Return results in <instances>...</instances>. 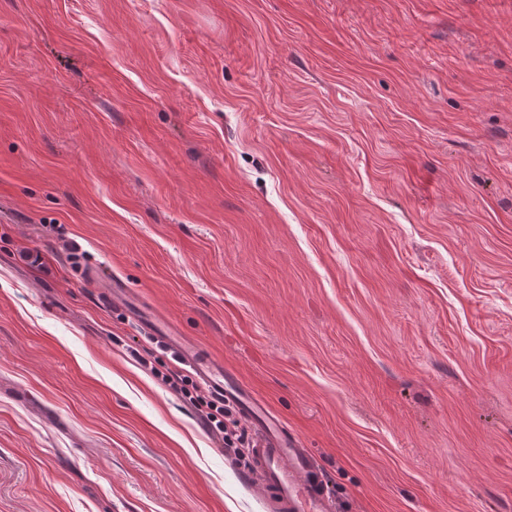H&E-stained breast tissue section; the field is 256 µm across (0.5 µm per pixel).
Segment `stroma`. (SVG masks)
Listing matches in <instances>:
<instances>
[{
  "instance_id": "stroma-1",
  "label": "stroma",
  "mask_w": 512,
  "mask_h": 512,
  "mask_svg": "<svg viewBox=\"0 0 512 512\" xmlns=\"http://www.w3.org/2000/svg\"><path fill=\"white\" fill-rule=\"evenodd\" d=\"M99 274L329 512H512V0H0V512H264ZM99 286L105 289L103 294L112 302L113 308L120 309L149 335L160 338L212 393L224 399L199 394L197 385L188 375L173 373L165 379L175 393L194 403L213 431L222 435L227 453L239 458L241 448H250L247 477L255 481L266 510L327 511L320 485H300L303 476L307 480L317 469L313 457L302 448L299 438L288 431L282 419L248 390L236 370L221 359L205 354L193 339L181 336L169 323L149 316L142 305L133 300L122 279H100ZM224 401L233 404L249 422L254 433L252 448L247 429L234 409Z\"/></svg>"
}]
</instances>
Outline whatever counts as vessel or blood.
I'll list each match as a JSON object with an SVG mask.
<instances>
[{"instance_id":"vessel-or-blood-1","label":"vessel or blood","mask_w":512,"mask_h":512,"mask_svg":"<svg viewBox=\"0 0 512 512\" xmlns=\"http://www.w3.org/2000/svg\"><path fill=\"white\" fill-rule=\"evenodd\" d=\"M99 285L113 307L166 343L212 393L233 404L249 422L254 439L247 477L255 481L266 512H325L321 486L308 481L316 470L313 457L282 419L248 390L237 371L205 354L169 323L149 316L122 279H103Z\"/></svg>"}]
</instances>
